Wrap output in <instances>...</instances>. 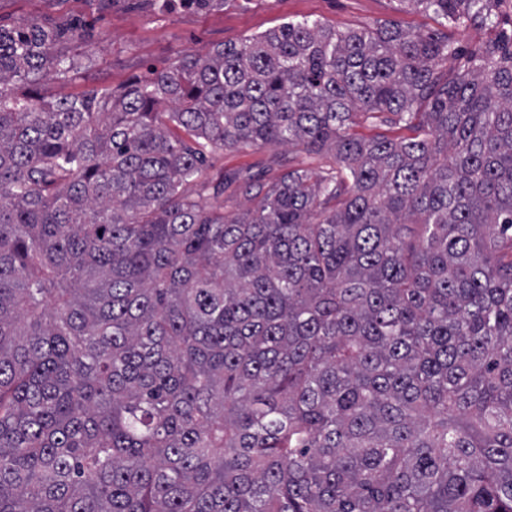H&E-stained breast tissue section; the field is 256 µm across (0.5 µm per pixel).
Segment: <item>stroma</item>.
Masks as SVG:
<instances>
[{
    "mask_svg": "<svg viewBox=\"0 0 512 512\" xmlns=\"http://www.w3.org/2000/svg\"><path fill=\"white\" fill-rule=\"evenodd\" d=\"M304 19L340 31L384 21L411 32L434 25L426 15L399 10L397 0H227L224 6L212 9L175 0L166 10L154 7L152 0H0L1 27L32 22L74 27L63 47L72 55L90 58L91 63L72 78L44 80L40 93L52 100L93 88L116 90L171 65L182 54L203 55L215 46ZM207 160L211 188L190 182L185 191L204 202L223 205L229 214L248 206L243 182L268 183L295 165L318 173L332 164L326 154L307 155L268 146L214 150L208 152ZM218 182L224 185L220 194L214 189Z\"/></svg>",
    "mask_w": 512,
    "mask_h": 512,
    "instance_id": "35a3bbf8",
    "label": "stroma"
}]
</instances>
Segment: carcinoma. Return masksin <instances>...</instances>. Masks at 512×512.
Wrapping results in <instances>:
<instances>
[{"label":"carcinoma","mask_w":512,"mask_h":512,"mask_svg":"<svg viewBox=\"0 0 512 512\" xmlns=\"http://www.w3.org/2000/svg\"><path fill=\"white\" fill-rule=\"evenodd\" d=\"M399 2L58 101L0 28V512H512V33ZM253 145L334 165L183 192ZM493 33L477 25L459 26L453 29V36L457 43L468 51L477 49Z\"/></svg>","instance_id":"carcinoma-1"}]
</instances>
